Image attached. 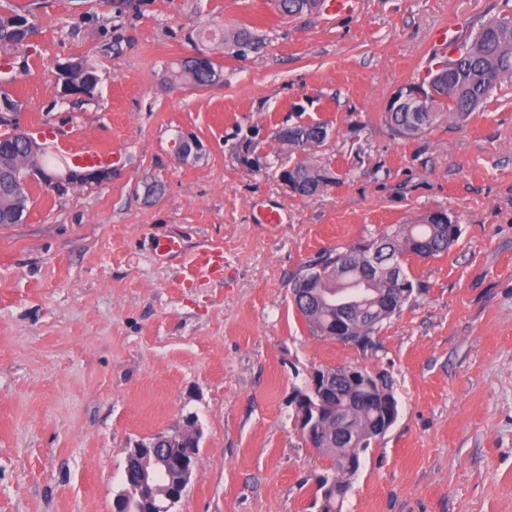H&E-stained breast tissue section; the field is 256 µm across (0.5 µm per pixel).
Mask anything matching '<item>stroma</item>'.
I'll return each mask as SVG.
<instances>
[{"instance_id": "obj_1", "label": "stroma", "mask_w": 512, "mask_h": 512, "mask_svg": "<svg viewBox=\"0 0 512 512\" xmlns=\"http://www.w3.org/2000/svg\"><path fill=\"white\" fill-rule=\"evenodd\" d=\"M18 7L33 31L0 47V93L19 104L0 134L90 138L122 161L103 185L30 184L22 222L0 224V512H112L133 442L190 414L200 461L177 512H316L332 461L291 401L327 366L384 373L400 406L343 512H512V78L417 138L384 118L446 58L438 28L471 41L512 0H358L345 16H287L277 0H0V15ZM243 25L265 40L243 58L196 37ZM199 54L223 81L171 85ZM75 59L99 83L64 100L56 69ZM312 120L329 135L310 155L334 182L307 198L281 181L273 134ZM183 136L199 158L175 157ZM246 137L257 164L236 155ZM270 208L282 223H258ZM435 211L458 240L406 256L422 289L371 345L313 335L290 297L303 263ZM164 236L221 245L223 278L155 260Z\"/></svg>"}]
</instances>
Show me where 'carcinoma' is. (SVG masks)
<instances>
[{
  "instance_id": "cac0c4a2",
  "label": "carcinoma",
  "mask_w": 512,
  "mask_h": 512,
  "mask_svg": "<svg viewBox=\"0 0 512 512\" xmlns=\"http://www.w3.org/2000/svg\"><path fill=\"white\" fill-rule=\"evenodd\" d=\"M321 6V0H278L279 10L288 16L311 12ZM30 32L28 18L19 12L0 17V46L19 44ZM224 52L245 44L254 53L263 47V39L247 27L227 29L223 33ZM458 56L448 63L447 113L424 112L413 119L407 112H388L386 122L400 137L414 138L425 134L444 115L458 121L466 119L502 79L512 76V19L498 18L482 26L469 44L457 47ZM73 93L91 97L98 84L95 71L80 62H71ZM174 83L183 87L202 88L215 84L223 77L220 64L209 59L199 65L183 59L171 70ZM328 135L326 124L294 125L275 133L276 139L298 144L305 139ZM37 160L31 147L21 136L0 139V224H17L30 199L21 186V164ZM290 182L296 194L312 197L324 191L334 181L330 170L304 161L281 175ZM459 227L441 224L426 215L417 224H397L377 238L348 246L344 250H326L304 265L292 279L293 304L309 325L313 335L336 339L339 333L336 318L348 309L352 317L345 322L342 334L356 337L357 344L366 347L372 335L384 321L400 313L422 284L409 272L403 280L392 278L390 263L375 268L370 263L374 248L381 254L404 258L411 254L426 259L437 256L457 241ZM322 374L331 381V397L321 408L316 426L318 451L332 460L331 469L336 483L351 485L359 471L362 458L371 443L383 436L396 422L399 402L390 380L384 388L372 392L360 383L352 382L346 367H325ZM324 512H342L343 504L327 485H318Z\"/></svg>"
}]
</instances>
